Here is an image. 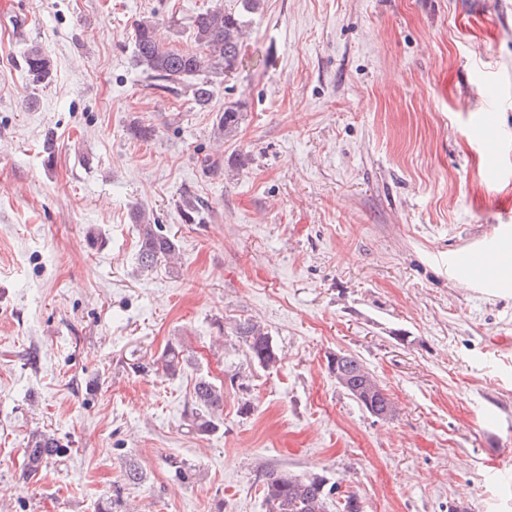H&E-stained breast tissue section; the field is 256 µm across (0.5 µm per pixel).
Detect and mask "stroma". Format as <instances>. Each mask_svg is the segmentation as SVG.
Returning a JSON list of instances; mask_svg holds the SVG:
<instances>
[{"label":"stroma","mask_w":512,"mask_h":512,"mask_svg":"<svg viewBox=\"0 0 512 512\" xmlns=\"http://www.w3.org/2000/svg\"><path fill=\"white\" fill-rule=\"evenodd\" d=\"M15 2L0 15V512H99L117 489L132 512H266L273 470L321 476L360 512H512V288L458 264L512 228V0H260L206 109L188 83L149 88L134 27L154 17L162 44L191 50L196 14L240 0ZM34 46L53 64L40 84ZM236 98L244 119L218 140ZM136 208L175 235L178 264L139 268ZM247 318L274 367L232 335ZM170 343L189 358L173 379L152 366ZM347 353L394 416L337 383L328 361ZM200 376L224 387L210 435L187 421ZM35 430L67 452L27 480ZM25 68L32 82L42 83L50 77L52 64L47 54L32 47L25 53ZM245 347L249 358L262 368L275 366L278 361V351L272 336L265 327L257 321L247 319L236 322L231 332Z\"/></svg>","instance_id":"obj_1"}]
</instances>
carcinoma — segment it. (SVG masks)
<instances>
[{
  "mask_svg": "<svg viewBox=\"0 0 512 512\" xmlns=\"http://www.w3.org/2000/svg\"><path fill=\"white\" fill-rule=\"evenodd\" d=\"M260 0H241L242 10L229 12L223 7L208 9L194 17L191 28L195 48L181 51L167 48L156 41L153 22L146 20L135 28L134 64L151 79L157 89L171 90L188 79L193 100L197 106H209L218 79L236 71L242 64L240 50L245 35V14L258 9ZM25 68L32 81L47 80L52 71L49 56L37 47L25 53ZM245 104L237 100L224 105V111L216 119L217 134L228 138L237 131L244 119ZM138 226L140 249L138 264L147 270L161 261L175 258L178 245L173 236L163 231L160 224L151 222L140 209L134 212ZM232 334L242 342L249 358L263 368L275 366L278 351L272 336L257 321L247 319L232 326ZM161 370L175 378L186 365L183 351L169 345L159 356ZM338 370L336 380L351 396L356 390L374 386L369 403L363 407L370 414L392 407L391 401L380 385L372 384L374 378L361 362L352 355H341L328 362ZM194 407L191 409L192 426L202 435L219 429L224 406V386L200 376L194 389ZM28 476L34 478L54 459L62 457L66 448L54 434L40 431L28 438L24 448ZM332 490L318 476L300 477L286 472L271 471L263 483V498L267 512H328L327 504Z\"/></svg>",
  "mask_w": 512,
  "mask_h": 512,
  "instance_id": "1",
  "label": "carcinoma"
}]
</instances>
